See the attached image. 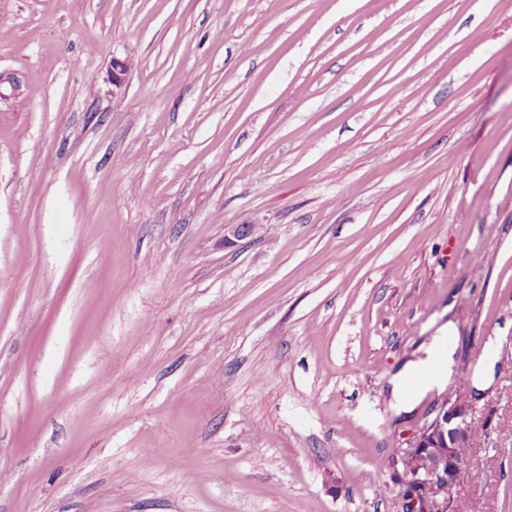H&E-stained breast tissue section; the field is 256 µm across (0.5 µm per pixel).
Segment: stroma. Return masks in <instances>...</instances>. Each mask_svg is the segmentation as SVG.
Segmentation results:
<instances>
[{"instance_id":"stroma-1","label":"stroma","mask_w":512,"mask_h":512,"mask_svg":"<svg viewBox=\"0 0 512 512\" xmlns=\"http://www.w3.org/2000/svg\"><path fill=\"white\" fill-rule=\"evenodd\" d=\"M1 30L0 512H400L450 389L399 412L388 380L450 324L458 494L512 512V0H0Z\"/></svg>"}]
</instances>
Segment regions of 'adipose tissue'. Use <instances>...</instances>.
I'll use <instances>...</instances> for the list:
<instances>
[{"instance_id": "ef3b65f1", "label": "adipose tissue", "mask_w": 512, "mask_h": 512, "mask_svg": "<svg viewBox=\"0 0 512 512\" xmlns=\"http://www.w3.org/2000/svg\"><path fill=\"white\" fill-rule=\"evenodd\" d=\"M425 353L424 359L408 363L391 378L390 404L393 408L406 409L447 382L454 364V348L449 334L434 337Z\"/></svg>"}]
</instances>
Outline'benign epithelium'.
I'll return each instance as SVG.
<instances>
[{
	"label": "benign epithelium",
	"instance_id": "obj_1",
	"mask_svg": "<svg viewBox=\"0 0 512 512\" xmlns=\"http://www.w3.org/2000/svg\"><path fill=\"white\" fill-rule=\"evenodd\" d=\"M257 230L256 224H227L224 243L242 241ZM474 424L473 404L454 394L446 403L429 408L407 447L399 449L400 460L410 476L409 483L418 486L410 490L412 497L407 499L415 512H452L454 491L461 482L466 458L455 456L450 449L473 447ZM426 453L437 457V464L423 472L419 457Z\"/></svg>",
	"mask_w": 512,
	"mask_h": 512
}]
</instances>
